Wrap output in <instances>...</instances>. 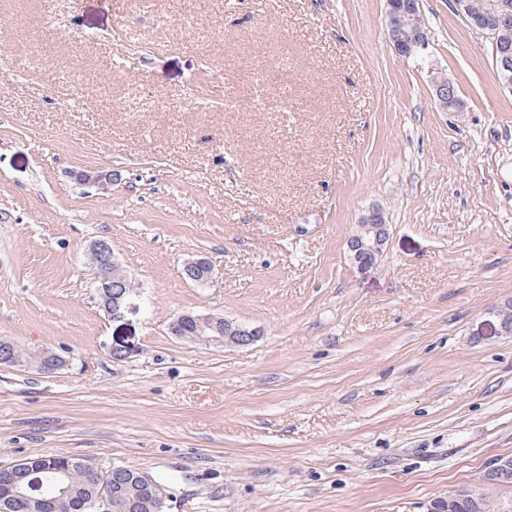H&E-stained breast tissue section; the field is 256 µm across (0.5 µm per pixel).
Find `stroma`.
Instances as JSON below:
<instances>
[{
	"label": "stroma",
	"mask_w": 512,
	"mask_h": 512,
	"mask_svg": "<svg viewBox=\"0 0 512 512\" xmlns=\"http://www.w3.org/2000/svg\"><path fill=\"white\" fill-rule=\"evenodd\" d=\"M386 9L0 0V340L65 360L0 365V468L137 469L165 512H443L512 456V90L448 0H421L419 59ZM99 240L131 283L115 315ZM186 311L261 334L188 342ZM407 34V38H405L402 43H399V47L393 46L395 51L399 55L407 58L422 56L428 47L427 35L416 31L415 27H411ZM380 215L378 208L369 210L360 224H357V230L349 240V248L354 252L353 260L358 266L372 264L382 252L388 229L384 214L380 224ZM89 257L93 262V266L97 270L98 282L100 283V292L105 290L103 294L104 307L110 314H118L121 304L129 292V287L122 280H111L112 271L120 270V264L116 261L112 252V246L104 241H98L92 244ZM109 288H119L117 291L109 290Z\"/></svg>",
	"instance_id": "stroma-1"
}]
</instances>
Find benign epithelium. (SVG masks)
I'll return each mask as SVG.
<instances>
[{"instance_id":"1","label":"benign epithelium","mask_w":512,"mask_h":512,"mask_svg":"<svg viewBox=\"0 0 512 512\" xmlns=\"http://www.w3.org/2000/svg\"><path fill=\"white\" fill-rule=\"evenodd\" d=\"M428 47L427 35L410 28L408 36L399 44L397 53L403 57H420ZM436 95L442 109L447 110L457 105L454 88L446 80L435 81ZM80 181L97 185L102 189L112 184V172L106 170L84 172L79 176ZM381 211L377 208L369 210L357 225L356 232L349 240V248L354 252L353 260L359 266L371 264L382 252L387 239V225L379 222ZM89 257L97 270L100 288L103 294L106 310L117 315L121 304L129 292V287L122 280H114L111 274L120 270L112 252V246L104 241L92 244ZM188 279L205 283L212 278L213 268L204 258L189 260L184 265ZM193 323L198 329L195 341L202 343H219L224 346H243L242 337L254 338L260 331L249 328L232 319H224V325H219L211 314H197L187 311L180 314L172 323L177 328L185 322ZM512 473V457H498L490 462L484 475L476 482L458 488L448 494L446 512H455L459 502L463 500L477 501L483 498V486L493 476L507 477ZM70 498L78 501L81 512H113V504L118 499V492L109 488L101 489L91 498H83L78 489L68 482V472L61 467L48 465L34 468L26 464H16L0 472V501L13 508L35 502L46 507L53 504L56 498Z\"/></svg>"}]
</instances>
